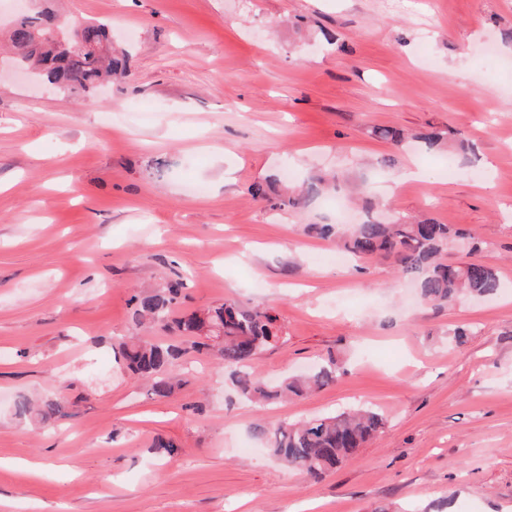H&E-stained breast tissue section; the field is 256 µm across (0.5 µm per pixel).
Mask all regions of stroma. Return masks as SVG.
I'll use <instances>...</instances> for the list:
<instances>
[{"instance_id": "1", "label": "stroma", "mask_w": 512, "mask_h": 512, "mask_svg": "<svg viewBox=\"0 0 512 512\" xmlns=\"http://www.w3.org/2000/svg\"><path fill=\"white\" fill-rule=\"evenodd\" d=\"M47 7L111 22L130 67L87 97L0 53V512H512V0ZM384 126L465 137L468 173L395 154ZM331 172L337 190L300 214L250 192ZM356 188L459 229L449 261L492 267L501 294L437 309L388 261L336 265L308 227ZM178 278L179 313L231 298L277 315L264 379L332 355L340 380L258 408L200 354L174 395H149L112 344L131 296ZM48 396L67 418L15 416ZM353 407L386 425L320 480L252 434ZM159 434L178 456L151 452Z\"/></svg>"}]
</instances>
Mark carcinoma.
I'll use <instances>...</instances> for the list:
<instances>
[{
  "label": "carcinoma",
  "instance_id": "carcinoma-1",
  "mask_svg": "<svg viewBox=\"0 0 512 512\" xmlns=\"http://www.w3.org/2000/svg\"><path fill=\"white\" fill-rule=\"evenodd\" d=\"M81 49L67 52L56 33L64 31L58 16L49 11L25 15L13 25L9 40L18 50L17 62L41 70V76L55 87L91 94L101 79L127 70L128 57L112 52L109 26L105 23H81ZM372 134L403 148L413 139L427 148L449 146L448 154L462 155L467 141L457 138L448 143L446 132L431 129L408 136L401 129L378 127ZM326 180L312 177L298 191H291L276 203L302 211L308 200L325 190ZM310 229L320 236L336 241L343 251L360 259L379 257L391 263L396 276L417 283L420 298L437 308L453 305L469 296H495L501 280L491 267L471 261L450 264L445 260L448 244L457 232L431 217L419 220L383 221L373 217L345 230L338 224H312ZM184 283L174 280L156 292H141L132 298L134 328L158 327L174 334L173 342L122 341L118 353L127 370L148 383V391L158 398L173 394L179 385V361L190 351H210L230 371V379L239 394L261 407L281 399L302 398L309 393L335 384L342 372L333 357L314 370L286 377L275 385L258 377L254 369L256 354L281 339L278 318L267 310L249 309L230 299L203 313L173 316ZM20 418L35 416L52 423L68 416L58 400L47 398L34 405L26 399L15 404ZM385 419L379 412L362 408L333 416L305 420L276 427L256 425L254 435L264 441L270 454L288 468L319 478L348 462L360 448L367 445ZM151 450L172 458L179 446L171 439L157 436Z\"/></svg>",
  "mask_w": 512,
  "mask_h": 512
}]
</instances>
